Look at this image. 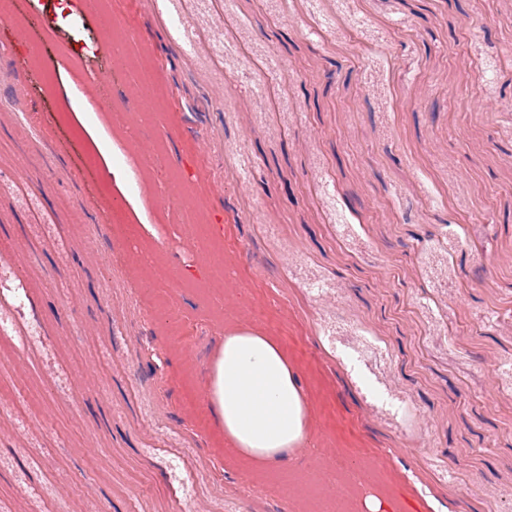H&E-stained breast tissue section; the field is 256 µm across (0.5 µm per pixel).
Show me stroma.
<instances>
[{
	"label": "stroma",
	"instance_id": "stroma-1",
	"mask_svg": "<svg viewBox=\"0 0 512 512\" xmlns=\"http://www.w3.org/2000/svg\"><path fill=\"white\" fill-rule=\"evenodd\" d=\"M9 2L57 64L0 85V512H303L329 450L391 512H512V0H100L122 63ZM243 310L307 397L281 465L203 395Z\"/></svg>",
	"mask_w": 512,
	"mask_h": 512
}]
</instances>
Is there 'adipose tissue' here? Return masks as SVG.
<instances>
[{
	"instance_id": "1",
	"label": "adipose tissue",
	"mask_w": 512,
	"mask_h": 512,
	"mask_svg": "<svg viewBox=\"0 0 512 512\" xmlns=\"http://www.w3.org/2000/svg\"><path fill=\"white\" fill-rule=\"evenodd\" d=\"M207 397L224 429V446L234 455L275 465L308 442L296 369L269 336L240 327L226 330L210 365Z\"/></svg>"
}]
</instances>
